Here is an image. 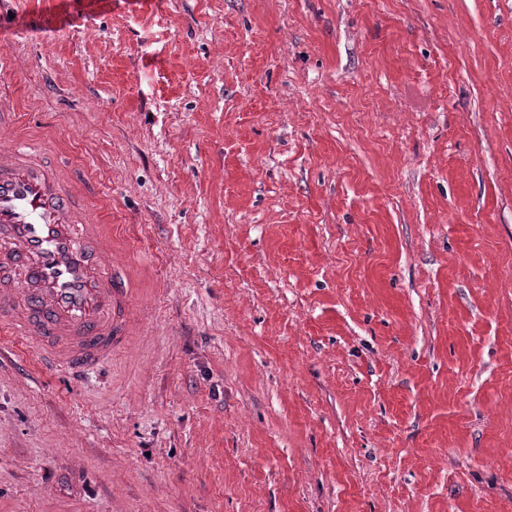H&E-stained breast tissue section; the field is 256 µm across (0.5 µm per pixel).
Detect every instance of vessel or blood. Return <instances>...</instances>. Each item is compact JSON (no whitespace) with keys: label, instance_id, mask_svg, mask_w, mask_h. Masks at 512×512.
Segmentation results:
<instances>
[{"label":"vessel or blood","instance_id":"b4317fda","mask_svg":"<svg viewBox=\"0 0 512 512\" xmlns=\"http://www.w3.org/2000/svg\"><path fill=\"white\" fill-rule=\"evenodd\" d=\"M87 181L41 146L0 142V333L58 370L93 369L133 322L132 281L85 207Z\"/></svg>","mask_w":512,"mask_h":512}]
</instances>
